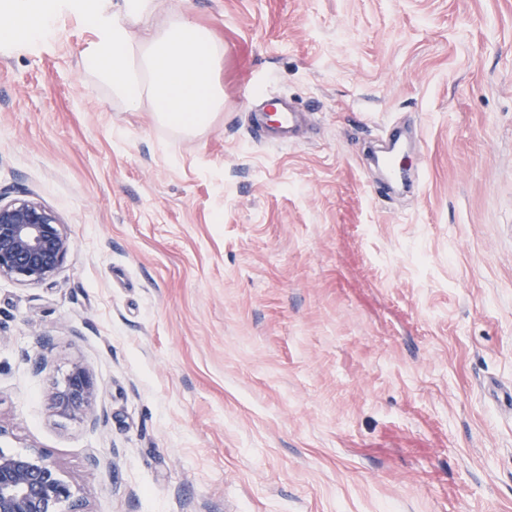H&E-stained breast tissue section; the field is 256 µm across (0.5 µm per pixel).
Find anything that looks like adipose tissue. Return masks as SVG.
Instances as JSON below:
<instances>
[{
	"mask_svg": "<svg viewBox=\"0 0 512 512\" xmlns=\"http://www.w3.org/2000/svg\"><path fill=\"white\" fill-rule=\"evenodd\" d=\"M156 8V0H0V52L54 40L60 23L76 18L93 34L81 66L113 102L148 108L159 124L194 136L224 109V46L187 10L138 33Z\"/></svg>",
	"mask_w": 512,
	"mask_h": 512,
	"instance_id": "1",
	"label": "adipose tissue"
}]
</instances>
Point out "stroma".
<instances>
[{
  "label": "stroma",
  "instance_id": "stroma-1",
  "mask_svg": "<svg viewBox=\"0 0 512 512\" xmlns=\"http://www.w3.org/2000/svg\"><path fill=\"white\" fill-rule=\"evenodd\" d=\"M224 45L178 137L80 66L0 55V200L73 241L0 277V447L84 512H512V0H158ZM257 91L309 114L250 135ZM418 190L380 193L386 128ZM97 425L51 408L74 365Z\"/></svg>",
  "mask_w": 512,
  "mask_h": 512
}]
</instances>
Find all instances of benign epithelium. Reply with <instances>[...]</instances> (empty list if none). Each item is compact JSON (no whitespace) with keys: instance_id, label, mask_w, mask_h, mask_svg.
<instances>
[{"instance_id":"benign-epithelium-1","label":"benign epithelium","mask_w":512,"mask_h":512,"mask_svg":"<svg viewBox=\"0 0 512 512\" xmlns=\"http://www.w3.org/2000/svg\"><path fill=\"white\" fill-rule=\"evenodd\" d=\"M71 250V240L55 212L26 198L0 203V277L38 284L54 278ZM96 389L91 373L72 367L64 387L48 393L56 412L95 425ZM73 492L54 462L38 450L0 448V512H65Z\"/></svg>"}]
</instances>
